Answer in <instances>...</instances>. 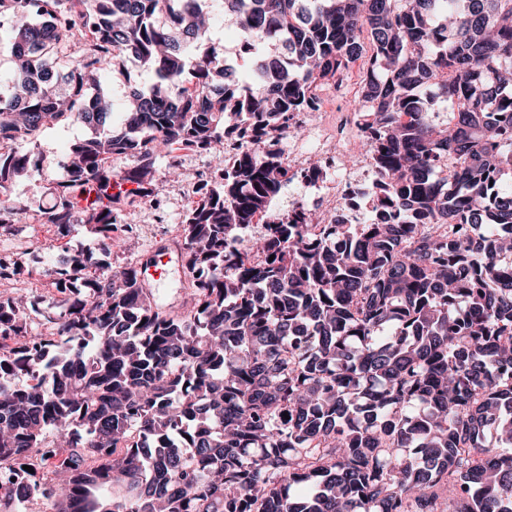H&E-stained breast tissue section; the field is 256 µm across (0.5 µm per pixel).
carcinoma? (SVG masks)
<instances>
[{
    "label": "carcinoma",
    "mask_w": 512,
    "mask_h": 512,
    "mask_svg": "<svg viewBox=\"0 0 512 512\" xmlns=\"http://www.w3.org/2000/svg\"><path fill=\"white\" fill-rule=\"evenodd\" d=\"M221 10L247 71L209 36ZM2 35L0 228L24 212L11 185L55 170L17 146L71 120L87 135L36 221L98 235L47 268L0 260V281L58 293L46 334L34 300L0 295V466L38 507L445 512L449 485L453 512H512V0H0ZM367 38L375 222L267 213L297 178L288 113L314 110ZM118 59L152 79L111 130L101 77ZM180 151L216 165L180 225L190 287L173 308L139 264L112 269L129 231L112 205L159 156L178 176ZM260 213L266 233L246 237ZM23 495L0 482V512Z\"/></svg>",
    "instance_id": "obj_1"
}]
</instances>
